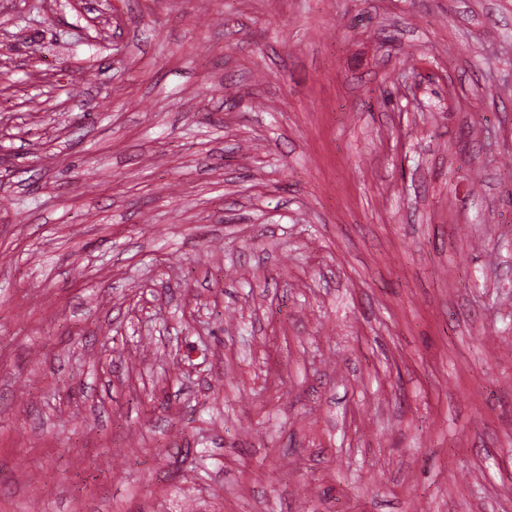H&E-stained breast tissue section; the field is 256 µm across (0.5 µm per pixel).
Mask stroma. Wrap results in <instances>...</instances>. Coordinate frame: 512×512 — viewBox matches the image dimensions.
Wrapping results in <instances>:
<instances>
[{"label": "stroma", "mask_w": 512, "mask_h": 512, "mask_svg": "<svg viewBox=\"0 0 512 512\" xmlns=\"http://www.w3.org/2000/svg\"><path fill=\"white\" fill-rule=\"evenodd\" d=\"M0 512H512V0H0Z\"/></svg>", "instance_id": "1"}]
</instances>
